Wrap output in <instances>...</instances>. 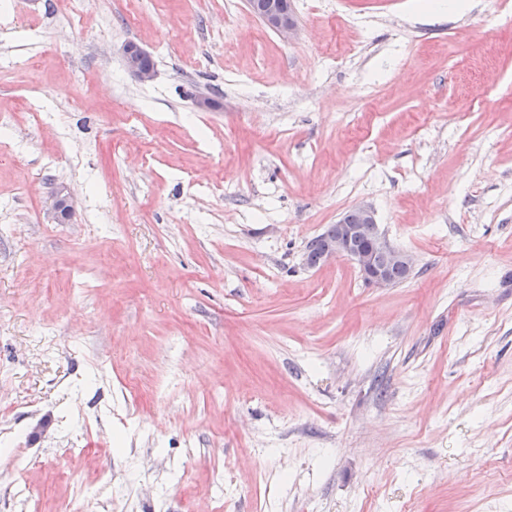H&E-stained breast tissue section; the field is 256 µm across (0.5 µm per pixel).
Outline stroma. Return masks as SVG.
Listing matches in <instances>:
<instances>
[{
  "label": "stroma",
  "instance_id": "stroma-1",
  "mask_svg": "<svg viewBox=\"0 0 512 512\" xmlns=\"http://www.w3.org/2000/svg\"><path fill=\"white\" fill-rule=\"evenodd\" d=\"M57 2L0 0V497L512 512L500 0H293L289 43L244 0H85L75 28ZM130 42L152 81L127 72ZM131 146L144 166L117 158ZM358 203L413 257L402 283L304 264ZM90 430L110 454L70 453ZM104 475L108 501L75 496Z\"/></svg>",
  "mask_w": 512,
  "mask_h": 512
}]
</instances>
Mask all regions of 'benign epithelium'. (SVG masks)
<instances>
[{
    "instance_id": "7a95c632",
    "label": "benign epithelium",
    "mask_w": 512,
    "mask_h": 512,
    "mask_svg": "<svg viewBox=\"0 0 512 512\" xmlns=\"http://www.w3.org/2000/svg\"><path fill=\"white\" fill-rule=\"evenodd\" d=\"M263 23L273 30L278 37L289 42L298 33V23L294 12L283 6L279 0H268L260 13ZM123 58L127 71L142 83L149 82L154 77V66L147 64L150 55L136 44H128L123 49ZM50 209L60 218L72 216L73 203L66 187H56L49 198ZM352 210L359 213L365 223L345 224L338 221L328 225L329 245L320 258V263L342 258L351 262L358 270L365 283L374 288L391 286L386 277V268L402 263L413 267V260L407 253L392 247L379 231L375 213L371 206L360 203ZM372 225L374 247L366 251L357 247V239L363 234L365 225Z\"/></svg>"
}]
</instances>
